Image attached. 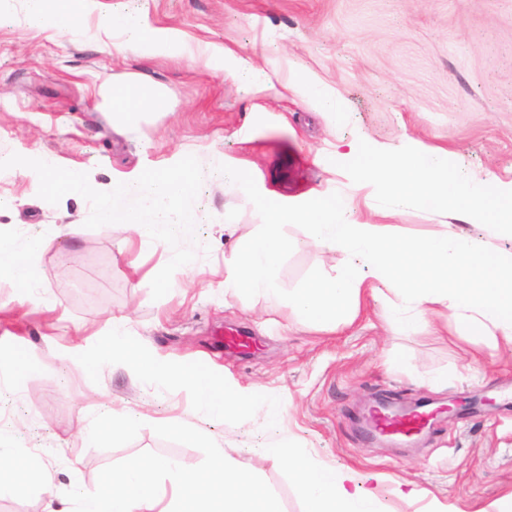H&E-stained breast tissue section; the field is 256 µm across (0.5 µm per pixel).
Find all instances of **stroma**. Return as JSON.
Wrapping results in <instances>:
<instances>
[{"label": "stroma", "mask_w": 512, "mask_h": 512, "mask_svg": "<svg viewBox=\"0 0 512 512\" xmlns=\"http://www.w3.org/2000/svg\"><path fill=\"white\" fill-rule=\"evenodd\" d=\"M100 9H134L189 46L232 49L266 69L284 94L253 95L203 58L104 56L92 20L82 37L60 40L20 25L18 9L0 10V154L16 161L0 170V197L11 202L0 226L49 240L34 295L0 273V354L28 359L0 385V433L37 458L44 476L21 495L0 497V512H43L49 492L69 507L66 491H93L102 469L145 451L198 466L200 449L153 431L168 419L234 449L275 489L283 512L305 510L295 477L284 461L259 453L281 438L362 477L384 512H501L512 501V399L499 397L512 391L511 347L462 335L446 310L429 315V327L391 330L383 302L372 299L351 325L315 332L285 303L225 294L234 237L251 236L262 221L233 187L202 184L207 221L196 226L194 253L176 276L177 242L142 239L87 202L49 197L27 168L47 153L60 168H85L107 183L221 154L253 167L255 193L290 206L347 190L363 223L383 220L372 187L326 169L337 147L360 133L392 147L408 136L457 154L478 177L511 182L512 0H100ZM301 73L344 98L347 127H333L298 94ZM129 75L159 85L168 101L134 130L113 124L96 93ZM228 213L237 220L231 233ZM394 221L421 238L455 218L411 206ZM71 224L82 234L70 235ZM287 233L298 245L279 269L285 287L344 265L342 254L309 243L298 227ZM116 318L143 353L279 398L281 421L198 417L193 393L123 365L87 373L73 353L94 352ZM381 399L425 401L438 414L415 440L379 439L366 431L365 411ZM449 405L454 415L444 414ZM116 411L138 416L137 427L118 441L90 440ZM372 473L383 481H369Z\"/></svg>", "instance_id": "1"}]
</instances>
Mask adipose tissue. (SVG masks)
Masks as SVG:
<instances>
[{
	"label": "adipose tissue",
	"mask_w": 512,
	"mask_h": 512,
	"mask_svg": "<svg viewBox=\"0 0 512 512\" xmlns=\"http://www.w3.org/2000/svg\"><path fill=\"white\" fill-rule=\"evenodd\" d=\"M26 28L52 31L74 38L90 17L98 19L100 52H133L143 57H206L229 71L255 94L275 92L268 73L243 56L210 44L190 48L172 35L152 28L137 11L98 15L99 0H18ZM299 91L337 125L348 111L336 91L316 80L300 83ZM112 116L120 126L134 125L142 114L167 108L164 93L134 78L113 81L104 91ZM334 166L350 170L355 179L372 185L391 213L410 204L434 210H452L456 221L424 238L407 235L396 224H367L354 217L352 193L339 191L315 196L298 207H287L272 194L256 200L264 216L258 231L236 245L233 264L224 276L225 291L253 293L288 303L314 329L335 331L356 318L369 298L385 305L391 325L413 327L426 313L444 308L456 323L473 335H500L512 347V252L495 250L488 241L465 232L468 224H484L496 234L512 237V183L479 179L460 166L448 150L408 140L399 149L362 136L337 152ZM45 190L92 201L107 221L124 224L139 236L177 238L184 246L194 243L193 227L202 223L198 190L206 180L224 179L243 195L253 188V170L243 164L227 166L223 155H213L207 166L187 164L176 170H149L130 180L97 183L89 171H59L54 156L40 155L35 168ZM297 226L316 246L345 256L335 272H320L302 285L287 289L279 279L282 259L295 246L285 232ZM39 236L19 237L0 232V271L7 273L25 294L37 288L36 261L46 246ZM131 362L139 375L166 385L177 381L190 386L199 414L213 418L248 420L262 412L277 422L284 406L272 395L256 389L225 385L212 372L194 364L167 366L141 354L120 328L97 351L79 355L87 372L105 360ZM262 456L287 461L296 476L295 488L305 512H382L372 493L356 487L353 473L315 464L286 443L263 448ZM0 497L20 494L41 483L36 462L19 453L0 434Z\"/></svg>",
	"instance_id": "obj_1"
}]
</instances>
